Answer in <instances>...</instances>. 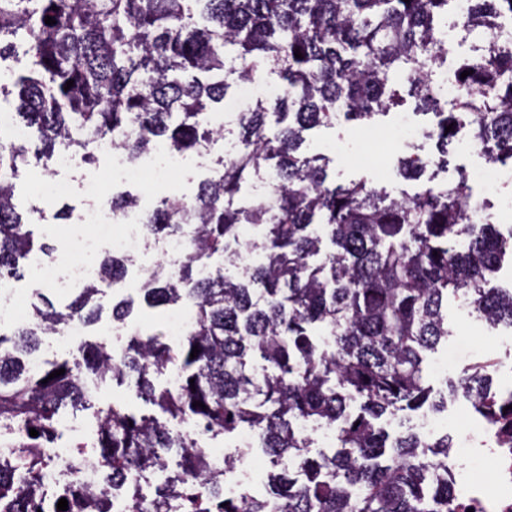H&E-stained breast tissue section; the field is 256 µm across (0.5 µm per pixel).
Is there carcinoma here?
<instances>
[{"label": "carcinoma", "mask_w": 512, "mask_h": 512, "mask_svg": "<svg viewBox=\"0 0 512 512\" xmlns=\"http://www.w3.org/2000/svg\"><path fill=\"white\" fill-rule=\"evenodd\" d=\"M453 2L0 0V60L23 40L29 67L13 81L16 116L37 133L31 148L0 131V282L53 251L34 237L45 208L22 212L16 204V180L30 156L51 159L63 145L90 163L102 140L137 159L159 143L198 152L218 134L208 108L223 107L240 80L271 73L284 85L280 97L257 101L228 131L238 151L219 178L201 182L191 199L165 197L144 215L157 236L190 233L185 259L155 267L141 284L151 307L186 301L193 308L179 347L164 341L161 328L136 331L118 363L102 336L81 341L73 363L30 367L40 336L99 321L100 297L126 277L128 258L116 254L64 307L48 303L36 310L37 322L0 336V432L16 439L10 460L0 463V512L39 510L41 440L59 425L62 408L90 402L78 377L84 369L128 381L171 419L192 422L194 436L112 408L93 442L101 484L78 487L66 512H110L112 490L127 476L166 467L173 449L185 479L151 503L133 501L131 512H448L452 438L425 445L376 422L428 402L424 354L448 338V293L478 317L512 325V290L491 288L488 279L512 250V229L505 236L489 217L472 222L464 175L443 189L397 196L366 179L330 181L326 158L301 148L307 131L332 127L340 116L370 122L402 105L399 76L416 106L435 116L429 136L439 149L466 128L486 159L512 164V35L485 37L512 19V0H469L456 15V27L478 45L454 69L459 94L448 103L426 73L445 62L441 23ZM47 16L55 23L46 24ZM264 169L272 174L268 196L240 204L242 184ZM401 169L413 178L426 167L409 155ZM138 207L128 192L112 196L116 212ZM243 224L262 232L264 260L237 279L221 267L194 274L215 255L236 263L232 245ZM326 240L332 251L318 261ZM316 330L327 341L314 342ZM170 365L180 383L159 390L153 375ZM490 367L463 368L452 390L479 389L485 414L507 420ZM301 419L336 428L338 449L310 455L309 439L295 427ZM242 427L303 477L273 471L274 497L226 501L198 440Z\"/></svg>", "instance_id": "obj_1"}]
</instances>
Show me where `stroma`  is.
Here are the masks:
<instances>
[{"label": "stroma", "mask_w": 512, "mask_h": 512, "mask_svg": "<svg viewBox=\"0 0 512 512\" xmlns=\"http://www.w3.org/2000/svg\"><path fill=\"white\" fill-rule=\"evenodd\" d=\"M364 128L358 124L340 123L333 128H320L313 131L304 149L310 153H329L330 143L342 141L349 145L350 154L329 153L330 163L328 175L336 181H350L365 178L374 184L387 187L393 193L406 192L413 194L421 191L435 182L438 184L454 182L459 171L469 170L482 162L483 157L474 149L462 142H454L448 146L447 169L424 173L417 179H405L398 175L397 165L401 157L409 155L412 144L386 142L377 145L367 142L363 138ZM211 156L213 165L211 171H203L195 166L194 155L176 158L174 171L169 182L158 185H138L132 187V194L138 195L140 207L143 211H151L157 201L170 195H193L199 183L207 174H219L224 159V142L215 139L212 144ZM109 160L105 155H98L93 163L77 162L75 165L60 168L55 161L42 162L32 160L31 164L21 171L17 180L16 199L20 208H27L35 203L37 197L34 188L38 183L51 179H63L70 183L71 192L66 197L74 215L80 214L89 205L82 185L86 179L97 176L108 166ZM85 224L74 223L73 219L61 222L47 219L43 228L48 241L55 248L54 258L60 263L79 261L96 265L102 260L104 253L95 251L73 250L74 240L88 232ZM171 256L164 254L159 245H152L147 250L136 253L133 265H130L125 286L121 292L123 299L131 303L133 313L128 321L130 329L141 332L153 331L157 326L164 324L172 312L171 307L149 308L143 301L140 290L142 276L148 273L154 265H171ZM15 294L18 299V317L0 323V332L12 333L18 321L27 320L34 305L39 304L41 298H49L54 305H62L66 298L51 290L43 281L41 272L33 265L23 266L19 278L13 282ZM460 303L456 299L448 301V326L451 334L447 341L441 342L434 352L429 353L425 362L427 379L433 388V399H441L446 403L443 411L436 413L439 433L451 434L454 438H461L469 427L476 422L470 402L463 395L451 394L450 384L456 381L459 370L467 365L485 362H502L500 371L493 373V385L505 388L512 385V371L505 369L504 364L512 359V330L502 327L494 332L484 330L482 324L465 318L459 310ZM83 379L87 387L93 390L94 409L103 411L119 406L135 415H154L160 422H167V415L161 414L157 407L145 403L137 398L128 384L114 380L99 385L94 376L84 374Z\"/></svg>", "instance_id": "obj_1"}]
</instances>
